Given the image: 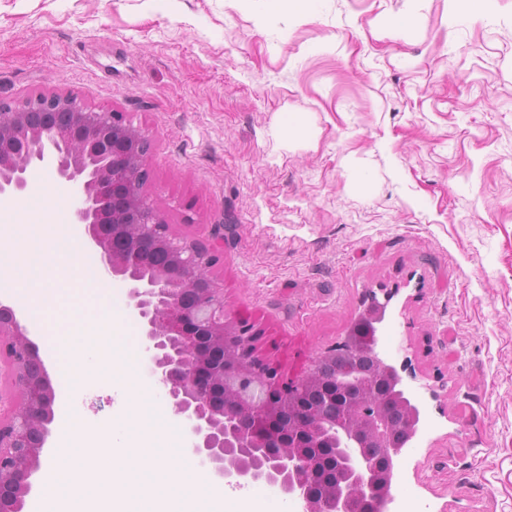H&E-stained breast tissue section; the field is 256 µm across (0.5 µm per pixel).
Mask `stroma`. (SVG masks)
Here are the masks:
<instances>
[{
  "label": "stroma",
  "instance_id": "1",
  "mask_svg": "<svg viewBox=\"0 0 512 512\" xmlns=\"http://www.w3.org/2000/svg\"><path fill=\"white\" fill-rule=\"evenodd\" d=\"M0 0V101L70 94L146 130L173 236H224V308L284 376L391 291L379 348L428 426L393 486L512 512V0ZM405 28H395L398 18Z\"/></svg>",
  "mask_w": 512,
  "mask_h": 512
}]
</instances>
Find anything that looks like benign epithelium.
Segmentation results:
<instances>
[{"mask_svg": "<svg viewBox=\"0 0 512 512\" xmlns=\"http://www.w3.org/2000/svg\"><path fill=\"white\" fill-rule=\"evenodd\" d=\"M10 108L0 112V196L24 191L35 164L76 186L73 223L109 271L129 282L146 352L193 452L227 485L264 482L301 512H386L401 452L395 436L411 440L421 424V402L397 368L376 357L375 372L391 392L374 402L365 395L372 377H330L327 366L357 342L352 327L301 374L283 378L259 356L255 325L224 310V289L211 276L224 239L174 237L148 200L145 132L123 113L72 95L39 94ZM387 306L371 300L356 317L373 349ZM314 388L323 397L309 408L302 399ZM56 399L26 329L0 306V512L24 508ZM327 460L337 464L338 479L317 483L315 471Z\"/></svg>", "mask_w": 512, "mask_h": 512, "instance_id": "benign-epithelium-1", "label": "benign epithelium"}]
</instances>
